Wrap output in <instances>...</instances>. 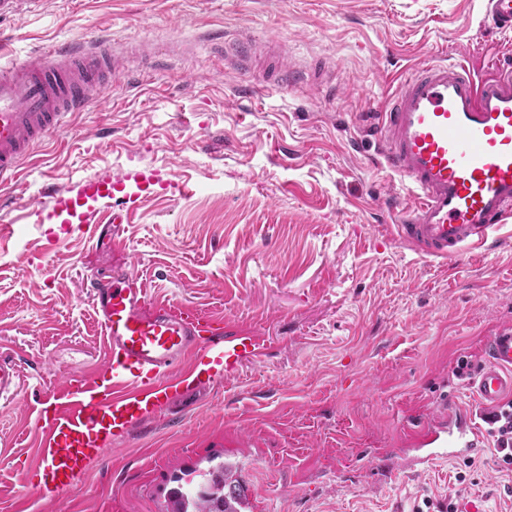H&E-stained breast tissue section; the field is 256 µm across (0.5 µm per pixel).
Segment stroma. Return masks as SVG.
<instances>
[{
  "instance_id": "obj_1",
  "label": "stroma",
  "mask_w": 512,
  "mask_h": 512,
  "mask_svg": "<svg viewBox=\"0 0 512 512\" xmlns=\"http://www.w3.org/2000/svg\"><path fill=\"white\" fill-rule=\"evenodd\" d=\"M482 0H23L0 17V59L107 40L102 97L0 184V499L34 467L30 412L64 377L108 359L90 280L125 260L157 301L253 328L257 361L193 386L116 442L76 498L39 512H165L170 478L213 452L248 488L245 512H512V470L490 446L415 475L411 447L445 401L477 407L455 375L512 329V222L452 260L399 239L413 199L362 130L402 68L512 53ZM252 56L239 58V42ZM291 65L290 85L271 88ZM137 176L124 249L35 224L47 188ZM465 482H457V473Z\"/></svg>"
}]
</instances>
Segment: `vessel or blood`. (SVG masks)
<instances>
[{
  "label": "vessel or blood",
  "instance_id": "b4317fda",
  "mask_svg": "<svg viewBox=\"0 0 512 512\" xmlns=\"http://www.w3.org/2000/svg\"><path fill=\"white\" fill-rule=\"evenodd\" d=\"M484 9L495 30L512 31V0H484ZM108 61L97 41L86 48L57 45L0 71L1 184L16 179L24 157L62 130L69 114L102 95ZM373 137L385 168L414 199L400 216L397 235L419 254L458 257L512 221V59L497 57L485 76L460 61L431 60L403 70ZM137 201L128 194L113 207L111 176L91 177L48 192L30 216L86 233L98 228L101 214L117 223ZM90 294L109 339L106 372L92 381L69 376L47 395L46 406L37 407L40 480L21 474L14 512H28L36 486L77 493L89 464L106 457L112 436L168 398L186 354L200 356L198 373L213 382L263 353L260 336L250 329L228 327L194 306L153 301L134 270L92 281ZM471 385L487 407L512 398V329L490 338ZM420 444L416 463L427 467L479 453L481 439L471 413L451 401L425 425Z\"/></svg>",
  "mask_w": 512,
  "mask_h": 512
}]
</instances>
